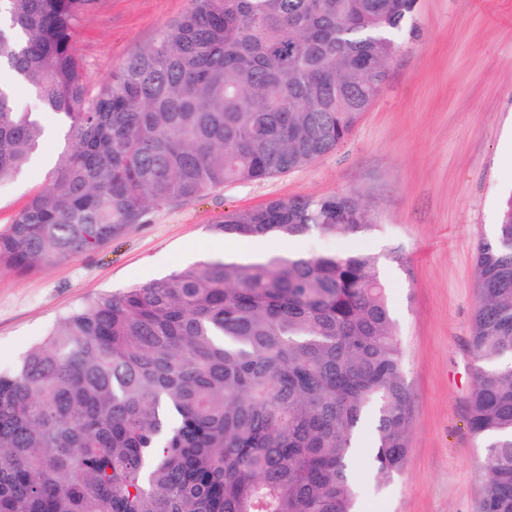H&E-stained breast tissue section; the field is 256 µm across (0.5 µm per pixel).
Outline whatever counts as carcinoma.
I'll list each match as a JSON object with an SVG mask.
<instances>
[{"label":"carcinoma","mask_w":512,"mask_h":512,"mask_svg":"<svg viewBox=\"0 0 512 512\" xmlns=\"http://www.w3.org/2000/svg\"><path fill=\"white\" fill-rule=\"evenodd\" d=\"M96 0H0V69L66 128L0 268L97 250L159 209L336 150L388 79L416 0H191L91 96L72 33ZM0 83V184L46 142ZM349 195L234 211L245 242L356 235ZM378 257L216 258L101 294L0 370V512H354L359 456L408 459L405 354ZM468 425L478 512H512V194L476 255Z\"/></svg>","instance_id":"1"}]
</instances>
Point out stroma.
<instances>
[{"label": "stroma", "instance_id": "stroma-1", "mask_svg": "<svg viewBox=\"0 0 512 512\" xmlns=\"http://www.w3.org/2000/svg\"><path fill=\"white\" fill-rule=\"evenodd\" d=\"M189 7V0H97L75 47L91 89ZM39 162L0 186V232L43 190L65 132L45 115ZM512 193V0H418L384 89L336 150L292 173L232 184L155 212L102 249L26 272L0 269V366L16 364L55 320L87 299L209 260L212 224L274 200L346 194L365 204L356 236L224 239L238 256L344 253L379 258L405 353L410 455L385 484L361 470L357 512H476L484 450L468 427L475 253Z\"/></svg>", "mask_w": 512, "mask_h": 512}]
</instances>
